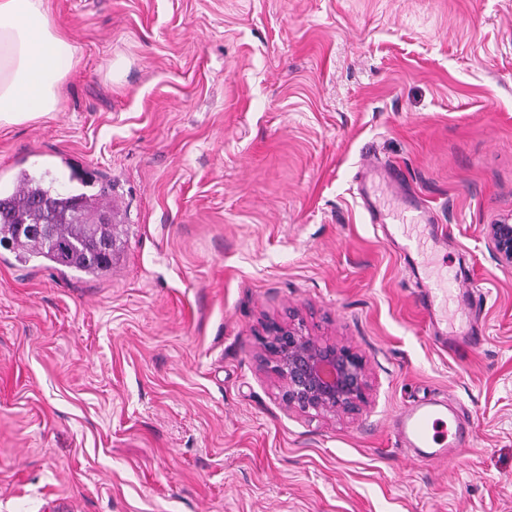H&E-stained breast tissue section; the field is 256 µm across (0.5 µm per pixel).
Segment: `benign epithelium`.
Returning a JSON list of instances; mask_svg holds the SVG:
<instances>
[{"mask_svg": "<svg viewBox=\"0 0 512 512\" xmlns=\"http://www.w3.org/2000/svg\"><path fill=\"white\" fill-rule=\"evenodd\" d=\"M486 237L495 259L511 267L512 223L486 225ZM264 330L265 362L281 381L288 407L336 416L354 412L365 402V361L350 347L323 341L293 320L268 324Z\"/></svg>", "mask_w": 512, "mask_h": 512, "instance_id": "benign-epithelium-1", "label": "benign epithelium"}]
</instances>
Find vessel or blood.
<instances>
[{"instance_id": "vessel-or-blood-1", "label": "vessel or blood", "mask_w": 512, "mask_h": 512, "mask_svg": "<svg viewBox=\"0 0 512 512\" xmlns=\"http://www.w3.org/2000/svg\"><path fill=\"white\" fill-rule=\"evenodd\" d=\"M478 317L472 305H465L445 338L448 345L466 349L476 341ZM394 426L401 447L422 464L443 463L456 458L468 446L470 429L458 420L446 403L428 399L405 406L395 417Z\"/></svg>"}]
</instances>
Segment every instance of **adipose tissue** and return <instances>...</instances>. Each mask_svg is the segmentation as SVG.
<instances>
[{
	"label": "adipose tissue",
	"instance_id": "1",
	"mask_svg": "<svg viewBox=\"0 0 512 512\" xmlns=\"http://www.w3.org/2000/svg\"><path fill=\"white\" fill-rule=\"evenodd\" d=\"M73 38L50 20L47 0H0V127L51 117L79 63Z\"/></svg>",
	"mask_w": 512,
	"mask_h": 512
}]
</instances>
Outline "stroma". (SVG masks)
<instances>
[{"mask_svg": "<svg viewBox=\"0 0 512 512\" xmlns=\"http://www.w3.org/2000/svg\"><path fill=\"white\" fill-rule=\"evenodd\" d=\"M80 48L61 108L0 127L19 170L124 203L112 275L0 246V512H512V0H48ZM401 170L436 221L408 257L356 173ZM480 294L482 345L448 349ZM362 355L367 401L289 409L262 319ZM436 398L475 430L422 465L392 417ZM486 237L495 259L512 266V223L508 220L486 225Z\"/></svg>", "mask_w": 512, "mask_h": 512, "instance_id": "1", "label": "stroma"}]
</instances>
